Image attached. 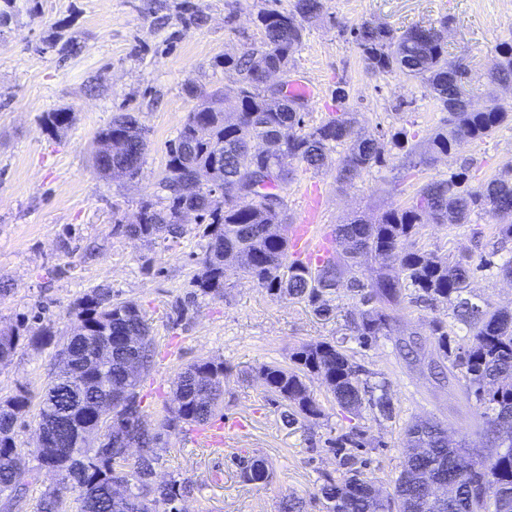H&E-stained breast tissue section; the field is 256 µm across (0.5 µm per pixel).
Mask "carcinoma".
Listing matches in <instances>:
<instances>
[{"label":"carcinoma","mask_w":512,"mask_h":512,"mask_svg":"<svg viewBox=\"0 0 512 512\" xmlns=\"http://www.w3.org/2000/svg\"><path fill=\"white\" fill-rule=\"evenodd\" d=\"M325 9V0H293L288 9L258 11L255 22L264 34L260 45L241 56L215 60L216 66L237 75V110L224 112L221 99L211 94L189 113L167 147L164 194L142 200L133 220H115L113 233L153 247L180 238L184 212L196 214L207 246L201 270L190 281L192 291L170 303L168 318L177 324L191 317L198 298L224 296L229 259L270 295L304 301L323 319L334 313L325 295L347 285L361 304L352 314L350 335L364 344L390 334L395 313L406 302L452 306L454 322L436 317L427 322L426 335L434 344L429 370L442 380L465 381V394L476 400L489 445L478 449V460L469 462L465 442L449 444L448 431L440 423L408 424L402 469L382 498L373 494L375 484L363 476V460L348 451L363 446L361 433L351 430L332 441L339 455L336 476H326L313 499L324 501L327 512H512V309L465 297L470 279L487 259L474 265L468 254L449 258L416 247L423 225L464 224L474 214L495 220L499 243L511 241L512 174L495 175L475 188L462 187L457 176L431 179L416 189L406 207H391L373 221L352 215L334 229L339 249L315 266L291 261L288 237L280 232L286 223L288 185L296 171L321 169L336 147L346 148L336 176L340 183L384 166L390 148L404 152L413 167L428 168L439 157L512 123V104L492 94L489 104L475 109L458 99V67L448 62L447 21L414 26L398 36L363 21L350 34L366 70L374 75L397 72L420 81L448 112L444 125L422 144L409 143L402 130L365 134L348 112L308 125L306 112L295 109L306 101L273 98L264 76L271 68L288 75L304 24L321 18ZM489 81L512 84L511 42L500 44ZM43 121L58 132L71 125L73 116L64 108L45 113ZM99 139L121 145L112 154V178L138 174L145 155L133 158L128 152L147 147V141L133 113L116 115ZM219 186L224 188L220 201L212 196ZM269 224L274 232L262 234ZM362 258L382 261L366 282L355 272ZM72 314L70 337L57 350L65 362L39 396L35 432L52 424L54 435L36 449L38 464L62 473V489L77 495L80 512H153L159 504H174L182 484L151 479L162 431L184 432L213 419L224 400V361L201 359L182 369L175 381V405L156 428L147 421L138 391L153 358L151 328L138 302L115 299L112 289L102 286L84 293ZM459 324L466 329L463 335L457 331ZM53 336L47 326L30 336L22 322L0 331V365L11 361L21 341L41 347L52 343ZM347 342L344 336L303 344L292 353L291 365L269 363L258 370L268 395L284 403L286 425L324 415L306 383L310 376L321 381L340 409L352 413L368 407L387 420L393 418L385 382L370 380ZM111 399L119 409L99 439L96 412ZM30 403L25 390L0 399V496L10 508L28 470L15 428ZM130 446L145 451L127 471L121 454ZM238 465L244 481L262 483L264 458L251 457ZM441 480L459 482L460 496L438 498L432 485ZM66 507L63 494L48 495L39 512H68Z\"/></svg>","instance_id":"obj_1"}]
</instances>
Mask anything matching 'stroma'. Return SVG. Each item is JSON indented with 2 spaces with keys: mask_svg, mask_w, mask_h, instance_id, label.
<instances>
[{
  "mask_svg": "<svg viewBox=\"0 0 512 512\" xmlns=\"http://www.w3.org/2000/svg\"><path fill=\"white\" fill-rule=\"evenodd\" d=\"M195 2L204 20L190 26L180 19L183 0H16L10 19L0 24V282L8 287L0 297V330L26 315L30 331L46 324L55 333L54 344L21 345L11 362L0 366V397L21 389L40 393L56 362V344L71 328L70 309L84 292L107 285L115 298L138 301L154 336L153 363L139 388L151 422H160L172 406L180 368L205 357L222 359L226 367L217 417L243 423L234 444L208 448L189 434L172 433L155 465V481L186 485L179 504L187 512H278L291 496L307 499L308 512H325L312 496L325 476L336 472L330 439L350 430L363 435L359 454L367 461L365 475L385 490L401 469L407 423L435 420L450 439L464 434L471 446H482L476 406L462 385L435 381L428 356L410 363L396 349L398 338L423 330L427 320H451L449 307L406 304L391 335L365 345L350 341L356 361L388 385L393 419L366 408L341 410L313 378L309 386L324 415L292 427L283 424L284 407L267 395L257 371L270 362L288 363L300 345L339 339L356 307L347 288L330 295L335 313L323 320L304 302L270 296L230 265L223 298L198 299L190 320L177 325L168 320L170 302L187 293L205 250L195 221H188L181 238L149 250L114 235L113 218L132 219L139 201L158 193L167 146L197 106V92L224 91L225 111L235 110L236 76L215 67L214 59L259 44L260 9L292 4ZM443 19L448 59L462 71L472 104L485 106L497 48L512 41V0H326L323 21L304 29L291 72L314 88L307 123L344 110L366 132L403 129L416 140L427 138L442 124L444 111L420 82L397 73H368L348 30L369 20L399 35ZM55 32L77 42L78 51L62 54L49 47ZM340 88L346 92L341 101ZM61 107L71 109V125L47 133L44 113ZM119 112L134 113L147 132L145 162L132 180L105 178L91 161L97 134ZM343 156V149H336L323 170L299 174L288 191L289 223L302 221L301 194L312 187L324 196L320 224L329 237L349 215L373 219L410 203L420 182L461 172L468 186H477L512 169V126L427 169L411 167L402 152L391 150L385 166L346 184L336 180ZM491 225L485 215L466 224H428L416 243L441 256L494 253L493 266L476 273L468 296L478 304L487 300L510 308L512 280L498 266L512 258V241L494 248ZM255 455L271 472L269 481L258 485L244 482L237 466Z\"/></svg>",
  "mask_w": 512,
  "mask_h": 512,
  "instance_id": "1",
  "label": "stroma"
}]
</instances>
